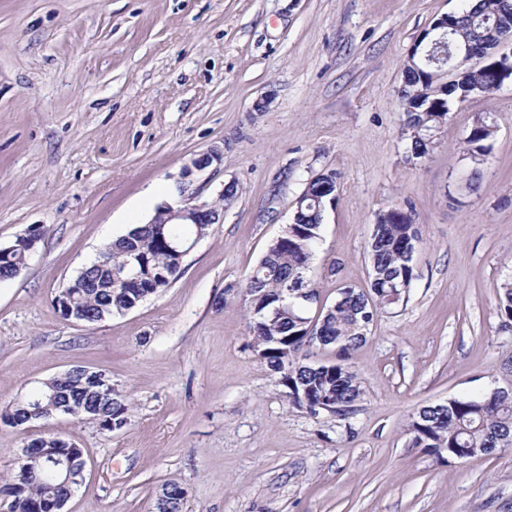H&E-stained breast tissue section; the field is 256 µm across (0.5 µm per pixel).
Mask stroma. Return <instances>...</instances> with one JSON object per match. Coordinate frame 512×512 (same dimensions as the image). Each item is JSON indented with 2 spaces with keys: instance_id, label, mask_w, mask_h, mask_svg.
I'll use <instances>...</instances> for the list:
<instances>
[{
  "instance_id": "1",
  "label": "stroma",
  "mask_w": 512,
  "mask_h": 512,
  "mask_svg": "<svg viewBox=\"0 0 512 512\" xmlns=\"http://www.w3.org/2000/svg\"><path fill=\"white\" fill-rule=\"evenodd\" d=\"M458 0H0V244L37 229L28 265L0 280V408L75 366L105 372L130 423L0 424V485L32 440L83 448L64 512H512V449L467 462L413 447L425 405L503 380L512 328V83L457 105L413 163L398 92L423 31ZM267 99L264 111L256 100ZM498 133L481 164L474 116ZM203 200L238 195L163 293L95 323L54 298L98 250L171 199L210 148ZM340 173L311 272L325 303L367 288L379 210L413 205L423 243L404 303L382 311L351 363L364 396L346 419L288 403L256 359L243 282L312 175ZM497 132V127L490 121H484L483 116H476L467 128L465 151L474 162L483 161L490 150V142ZM187 495L185 488L179 485L167 484L160 488L156 494V508L153 512H172L176 502L184 499Z\"/></svg>"
}]
</instances>
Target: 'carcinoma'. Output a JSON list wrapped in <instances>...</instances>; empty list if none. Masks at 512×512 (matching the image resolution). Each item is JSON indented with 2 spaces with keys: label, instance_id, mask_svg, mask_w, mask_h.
I'll return each instance as SVG.
<instances>
[{
  "label": "carcinoma",
  "instance_id": "carcinoma-1",
  "mask_svg": "<svg viewBox=\"0 0 512 512\" xmlns=\"http://www.w3.org/2000/svg\"><path fill=\"white\" fill-rule=\"evenodd\" d=\"M512 37V0H479L474 7L462 0L452 14L448 46L479 52L493 41V34ZM504 69L490 65L463 68L457 78L441 87V71L422 66L411 57L399 99L405 108L402 136L407 141V158L424 159L436 145L433 134L448 119V111L458 98L474 90L481 94L498 89L507 80ZM497 132L495 124L475 117L467 128L465 151L480 162L490 150ZM341 176L331 169L307 179L294 209V223L274 239L265 254L251 269L244 283L249 297L251 330L254 343L266 351L263 363L275 374L288 375V402L309 414L322 404H336V417L354 414L364 395L362 381L350 363L351 356L366 340L378 314L404 301L417 278L414 256L422 242L421 225L413 207L393 204L376 214L367 250L368 290L344 286L336 301L311 315L312 305L293 297L285 298L288 288H307L318 293L308 276L315 259L324 223V204L338 190ZM208 224H140L103 246L87 265L89 284L78 287L68 282L73 302L97 322L106 316L123 314L144 299L165 291L183 272V261L170 252L167 242L190 241L205 237ZM26 254L17 250L0 259V277L11 278L18 267L26 266ZM137 266L141 272L138 288L124 291L113 275ZM497 310L512 321V279L500 285ZM319 333L322 346L334 352V359L306 363L302 358L308 328ZM56 392L44 384L45 406H58L70 397L99 412L100 429L120 431L130 422L125 395L117 393L107 401L99 400L89 377L72 375L58 384ZM32 398H17L0 411V422L18 427L33 420ZM420 426L410 424L412 443L437 455L444 448L503 447L512 440V382L494 388L478 398L452 397L428 405L415 416ZM46 468L42 459H27L20 470L31 473L26 480L16 476L3 488L10 497L8 512H34L35 505L52 496H69L77 482L64 484V478L49 485L32 474Z\"/></svg>",
  "mask_w": 512,
  "mask_h": 512
}]
</instances>
